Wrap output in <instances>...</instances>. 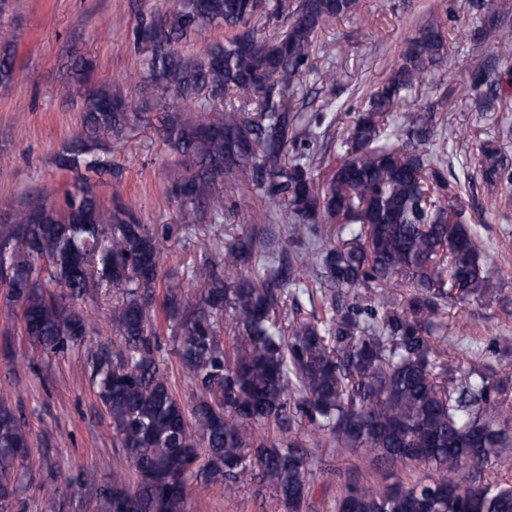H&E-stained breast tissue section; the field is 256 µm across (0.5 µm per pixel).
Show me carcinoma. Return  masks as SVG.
I'll return each instance as SVG.
<instances>
[{
	"label": "carcinoma",
	"mask_w": 512,
	"mask_h": 512,
	"mask_svg": "<svg viewBox=\"0 0 512 512\" xmlns=\"http://www.w3.org/2000/svg\"><path fill=\"white\" fill-rule=\"evenodd\" d=\"M10 6L0 0L1 86L16 72ZM283 8V0H176L139 17L133 78L152 90V102L135 105L109 86L88 89L82 133L57 156L62 169H85L64 205L45 199L0 220L5 317L20 307L30 343L56 353L87 333L79 303L104 291L119 296L110 321L122 345L92 356L91 378L138 480L129 485L126 469L114 466L96 512H186L193 481L229 495L258 485L286 512H308L317 461L302 428L326 447L366 451L389 467H435L430 483L347 484L336 512H512V490L481 470L490 462L512 470V372L494 380L476 364L455 375L442 314L450 299L491 297L485 251L464 220L458 186L441 162L418 153L431 135L426 114L406 115L400 143L387 133L394 103L443 62L444 23L434 19L409 41L355 117L344 159L320 183L292 102L319 30L354 13L358 0H299L286 30L261 32L257 19ZM220 25L235 34L183 53V44ZM150 110L181 158L168 185L180 223L225 212L230 197L214 189L222 178L232 192L250 189L278 205L242 222L286 218L293 241L314 240L305 252L285 247L272 256L262 229L216 243L191 266L201 290L192 309L178 285H166L167 330L195 387L189 402L172 391L157 340L156 235L140 223L136 201L99 199L91 175L111 166L87 158L96 134H118ZM503 167L499 150L486 146L485 182L497 185ZM322 219L338 226L335 244L321 248ZM316 248L335 313L290 319L288 308L299 305L288 285L304 280ZM27 445L24 423L1 397L0 512L22 489Z\"/></svg>",
	"instance_id": "obj_1"
}]
</instances>
